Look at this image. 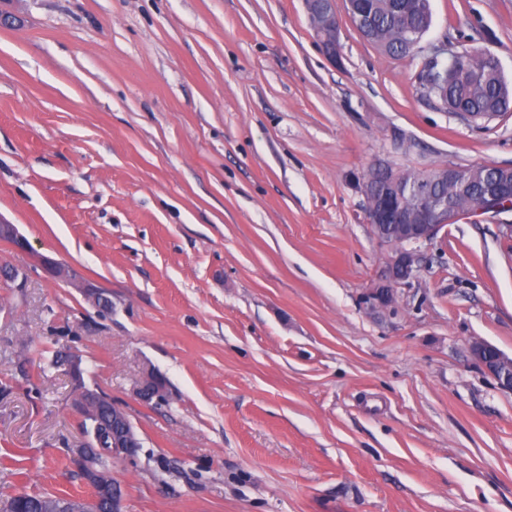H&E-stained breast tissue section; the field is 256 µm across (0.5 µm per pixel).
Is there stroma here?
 Returning a JSON list of instances; mask_svg holds the SVG:
<instances>
[{"mask_svg":"<svg viewBox=\"0 0 512 512\" xmlns=\"http://www.w3.org/2000/svg\"><path fill=\"white\" fill-rule=\"evenodd\" d=\"M425 47L487 48L512 81V0H431ZM0 498L90 497L71 382L142 441L108 462L123 512H512V212L464 215L370 311L391 246L365 220L377 165L512 166L339 13L303 0H0ZM401 142H394L393 134ZM50 258L111 300L49 276ZM166 401L133 388L146 370ZM320 1L321 3H318ZM311 27L321 49L329 60L341 62L340 25L335 0H304ZM474 361L497 383L500 389L512 391V357L478 339L470 345ZM62 362L73 381L77 411L84 418L92 416L105 397L86 387L83 380L84 370L81 367V358L78 355L69 353L64 355L62 359L61 355L56 354L52 361L55 366H62ZM134 393L145 404L164 401L167 397L166 380L155 371L148 370L136 382Z\"/></svg>","mask_w":512,"mask_h":512,"instance_id":"obj_1","label":"stroma"}]
</instances>
